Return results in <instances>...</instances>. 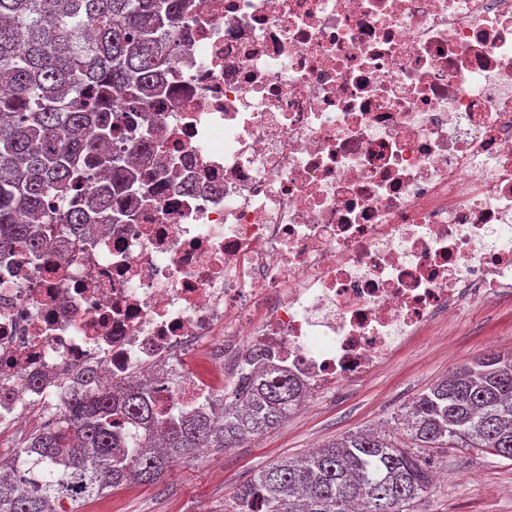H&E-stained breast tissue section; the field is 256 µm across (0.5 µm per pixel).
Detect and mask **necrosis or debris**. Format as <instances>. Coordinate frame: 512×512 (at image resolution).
<instances>
[{"label":"necrosis or debris","instance_id":"obj_1","mask_svg":"<svg viewBox=\"0 0 512 512\" xmlns=\"http://www.w3.org/2000/svg\"><path fill=\"white\" fill-rule=\"evenodd\" d=\"M135 223L0 261V435L59 391L209 407L226 356L322 393L512 291V0H199Z\"/></svg>","mask_w":512,"mask_h":512}]
</instances>
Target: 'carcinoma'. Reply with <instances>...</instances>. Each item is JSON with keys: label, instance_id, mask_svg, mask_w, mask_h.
Returning a JSON list of instances; mask_svg holds the SVG:
<instances>
[{"label": "carcinoma", "instance_id": "obj_1", "mask_svg": "<svg viewBox=\"0 0 512 512\" xmlns=\"http://www.w3.org/2000/svg\"><path fill=\"white\" fill-rule=\"evenodd\" d=\"M193 0H0V256L47 260L59 226L130 224L128 201L161 175L143 123L163 94ZM148 157L152 167L125 158ZM112 170L107 181L100 169ZM58 199L62 206L52 208ZM151 383L61 397L60 421L0 464V512H79L131 480L153 483L197 448H233L286 421L310 392L286 369L241 380L209 410L165 419ZM397 434L360 431L259 470L231 512H410L425 451L512 459V354L474 358L418 395Z\"/></svg>", "mask_w": 512, "mask_h": 512}]
</instances>
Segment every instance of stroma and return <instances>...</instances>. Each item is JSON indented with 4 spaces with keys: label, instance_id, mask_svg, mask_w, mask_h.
<instances>
[{
    "label": "stroma",
    "instance_id": "35a3bbf8",
    "mask_svg": "<svg viewBox=\"0 0 512 512\" xmlns=\"http://www.w3.org/2000/svg\"><path fill=\"white\" fill-rule=\"evenodd\" d=\"M512 352V297L479 302L461 319L442 320L368 377L315 394L286 422L236 448L189 454L153 484L133 482L90 500L82 512H224L260 469L367 429L392 424L420 393L462 364ZM433 486L412 512H512V459L463 448L430 450Z\"/></svg>",
    "mask_w": 512,
    "mask_h": 512
}]
</instances>
